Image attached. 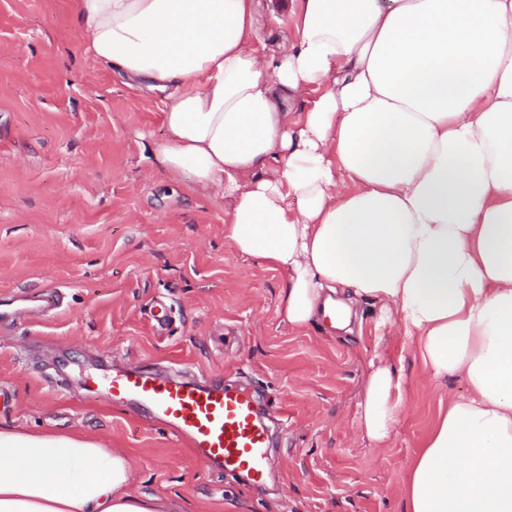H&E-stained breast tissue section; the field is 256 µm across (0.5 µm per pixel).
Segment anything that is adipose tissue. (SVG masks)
<instances>
[{
	"label": "adipose tissue",
	"instance_id": "1",
	"mask_svg": "<svg viewBox=\"0 0 512 512\" xmlns=\"http://www.w3.org/2000/svg\"><path fill=\"white\" fill-rule=\"evenodd\" d=\"M87 49L162 93L171 176L233 207L224 236L282 272L295 329L356 308L399 324L422 375L462 378L406 512H512V0H78ZM294 21L271 53L263 17ZM302 111H295V104ZM297 207H290L289 197ZM405 379L371 364L385 444ZM120 450L0 427V512H178Z\"/></svg>",
	"mask_w": 512,
	"mask_h": 512
}]
</instances>
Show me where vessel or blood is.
Segmentation results:
<instances>
[{
    "instance_id": "obj_1",
    "label": "vessel or blood",
    "mask_w": 512,
    "mask_h": 512,
    "mask_svg": "<svg viewBox=\"0 0 512 512\" xmlns=\"http://www.w3.org/2000/svg\"><path fill=\"white\" fill-rule=\"evenodd\" d=\"M92 383L112 400L163 423L202 463L263 477L272 442L251 391L119 365Z\"/></svg>"
}]
</instances>
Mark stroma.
<instances>
[{
  "label": "stroma",
  "mask_w": 512,
  "mask_h": 512,
  "mask_svg": "<svg viewBox=\"0 0 512 512\" xmlns=\"http://www.w3.org/2000/svg\"><path fill=\"white\" fill-rule=\"evenodd\" d=\"M159 93L88 52L77 0H0V425L95 437L131 460L132 492L181 512H404L403 488L441 399L397 326L360 307L350 330L298 332L285 276L224 236L227 201L190 195L148 160L168 138ZM167 314L164 333L154 317ZM403 368L408 411L387 448L359 436L370 361ZM126 362L250 386L282 410L262 485L199 463L161 424L86 388Z\"/></svg>",
  "instance_id": "35a3bbf8"
}]
</instances>
